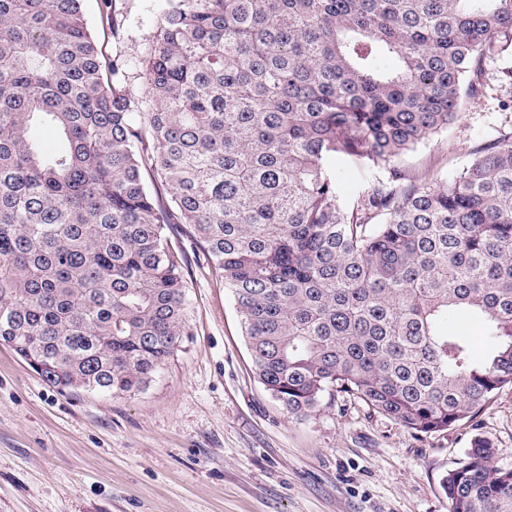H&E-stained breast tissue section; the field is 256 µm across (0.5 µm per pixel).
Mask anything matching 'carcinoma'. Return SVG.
<instances>
[{"mask_svg":"<svg viewBox=\"0 0 512 512\" xmlns=\"http://www.w3.org/2000/svg\"><path fill=\"white\" fill-rule=\"evenodd\" d=\"M82 2L0 0V342L63 392L146 390L185 335L188 224L290 415L344 393L431 434L512 385V131L403 165L512 49V0H159L146 112ZM336 158L365 167L348 202ZM493 454L442 478L449 512H512Z\"/></svg>","mask_w":512,"mask_h":512,"instance_id":"carcinoma-1","label":"carcinoma"}]
</instances>
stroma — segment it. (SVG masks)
Masks as SVG:
<instances>
[{
  "label": "stroma",
  "instance_id": "stroma-1",
  "mask_svg": "<svg viewBox=\"0 0 512 512\" xmlns=\"http://www.w3.org/2000/svg\"><path fill=\"white\" fill-rule=\"evenodd\" d=\"M152 0H85L104 58L139 76ZM481 94L447 137L409 152L411 176L463 168L476 129L512 128V52L491 60ZM187 283L186 334L134 396L62 393L0 344V512H448L440 482L475 437L512 469V386L472 418L415 434L365 404L323 398L288 414L257 381L229 289L185 224L166 230Z\"/></svg>",
  "mask_w": 512,
  "mask_h": 512
}]
</instances>
